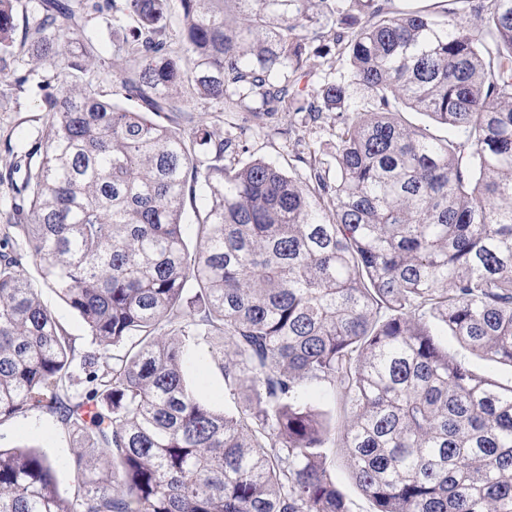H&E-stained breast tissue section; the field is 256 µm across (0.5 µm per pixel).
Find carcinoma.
Here are the masks:
<instances>
[{
	"label": "carcinoma",
	"instance_id": "carcinoma-1",
	"mask_svg": "<svg viewBox=\"0 0 512 512\" xmlns=\"http://www.w3.org/2000/svg\"><path fill=\"white\" fill-rule=\"evenodd\" d=\"M17 2L0 0V86L23 88L21 55L68 82L41 98L0 232V425L55 418L77 484L1 447L0 512H352L329 448L373 512H512V385L440 339L512 365V0H40L19 40ZM110 8L130 20L112 94L133 108L85 79ZM312 54L347 75L301 88ZM185 87L236 117L224 134ZM287 112L335 114L333 164L309 143L303 176L244 159L252 123ZM202 345L230 411L185 377ZM30 279L40 288L42 302L50 309L58 321L77 338L78 342H85L86 329L79 316L72 311L57 293L42 284L40 270L36 264L30 263L27 267Z\"/></svg>",
	"mask_w": 512,
	"mask_h": 512
}]
</instances>
